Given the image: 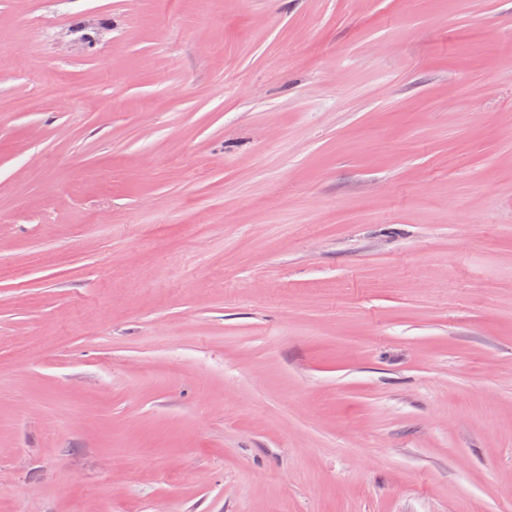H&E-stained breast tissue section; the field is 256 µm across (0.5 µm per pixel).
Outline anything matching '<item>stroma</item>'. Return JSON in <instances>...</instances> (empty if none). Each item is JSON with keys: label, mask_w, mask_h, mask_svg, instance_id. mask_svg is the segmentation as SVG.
<instances>
[{"label": "stroma", "mask_w": 512, "mask_h": 512, "mask_svg": "<svg viewBox=\"0 0 512 512\" xmlns=\"http://www.w3.org/2000/svg\"><path fill=\"white\" fill-rule=\"evenodd\" d=\"M0 512H512V0H0Z\"/></svg>", "instance_id": "1"}]
</instances>
